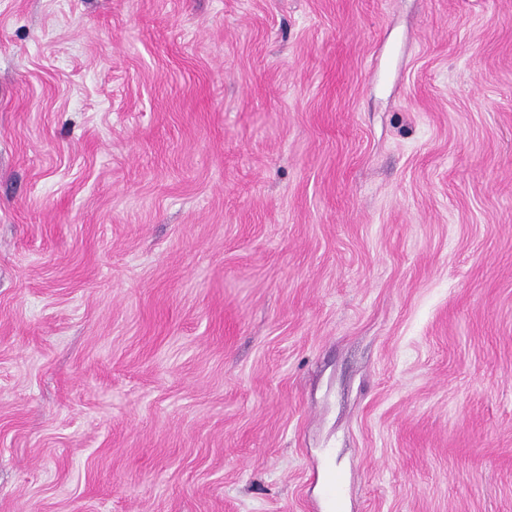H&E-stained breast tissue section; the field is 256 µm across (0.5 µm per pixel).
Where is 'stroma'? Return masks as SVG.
Masks as SVG:
<instances>
[{
  "instance_id": "1",
  "label": "stroma",
  "mask_w": 512,
  "mask_h": 512,
  "mask_svg": "<svg viewBox=\"0 0 512 512\" xmlns=\"http://www.w3.org/2000/svg\"><path fill=\"white\" fill-rule=\"evenodd\" d=\"M512 512V0H0V512ZM320 482L323 500L328 505L329 511L327 512L337 511L340 508L344 492L342 475L329 463H325L320 475Z\"/></svg>"
}]
</instances>
